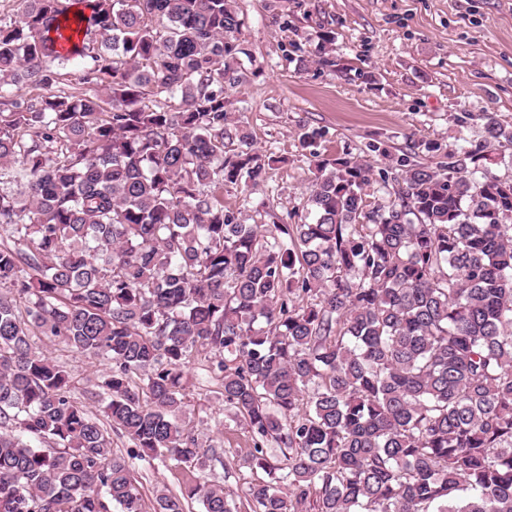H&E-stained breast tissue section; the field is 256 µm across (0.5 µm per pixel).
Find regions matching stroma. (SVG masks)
I'll return each instance as SVG.
<instances>
[{
	"label": "stroma",
	"instance_id": "1",
	"mask_svg": "<svg viewBox=\"0 0 512 512\" xmlns=\"http://www.w3.org/2000/svg\"><path fill=\"white\" fill-rule=\"evenodd\" d=\"M236 11L247 54L224 86L226 110L271 161L258 185L224 189L225 208L244 223H304L318 161L346 154L369 166L375 208L389 199L382 179L397 176V157L434 168L440 158L422 142L446 152L475 147L487 113L512 125V0H236ZM315 128V150L302 148L301 135ZM373 143L384 153L370 151ZM33 348L64 364L88 401L104 363L41 336ZM206 363L201 357L185 370L192 424L220 448L200 478L239 502L265 474L253 467L251 442ZM135 476L150 510L159 490L184 489L189 472L158 462L137 465Z\"/></svg>",
	"mask_w": 512,
	"mask_h": 512
}]
</instances>
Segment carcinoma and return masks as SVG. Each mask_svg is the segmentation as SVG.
Instances as JSON below:
<instances>
[{
    "label": "carcinoma",
    "instance_id": "obj_1",
    "mask_svg": "<svg viewBox=\"0 0 512 512\" xmlns=\"http://www.w3.org/2000/svg\"><path fill=\"white\" fill-rule=\"evenodd\" d=\"M18 2L0 19V512H144L133 461L218 459L182 418L207 352L270 476L249 512H512V178L483 148L436 170L403 155L371 211L370 168L323 162L313 222L268 238L224 208L265 175L225 110L233 0ZM484 134L512 146L491 114ZM32 336L106 363L109 423ZM188 498L239 512L195 478L155 512Z\"/></svg>",
    "mask_w": 512,
    "mask_h": 512
}]
</instances>
